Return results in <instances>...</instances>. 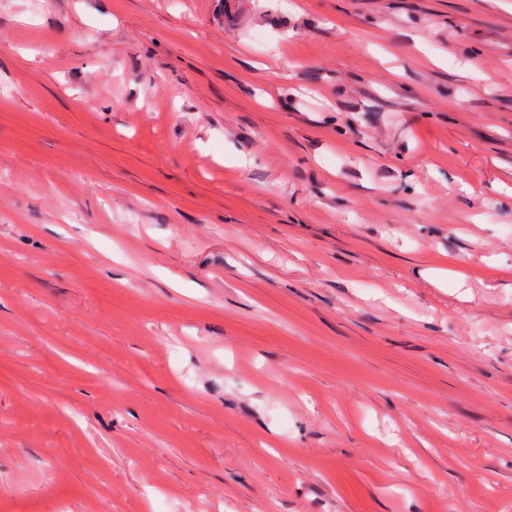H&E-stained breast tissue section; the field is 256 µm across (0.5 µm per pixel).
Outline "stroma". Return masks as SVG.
Wrapping results in <instances>:
<instances>
[{
	"instance_id": "35a3bbf8",
	"label": "stroma",
	"mask_w": 512,
	"mask_h": 512,
	"mask_svg": "<svg viewBox=\"0 0 512 512\" xmlns=\"http://www.w3.org/2000/svg\"><path fill=\"white\" fill-rule=\"evenodd\" d=\"M0 512H512V0H0Z\"/></svg>"
}]
</instances>
